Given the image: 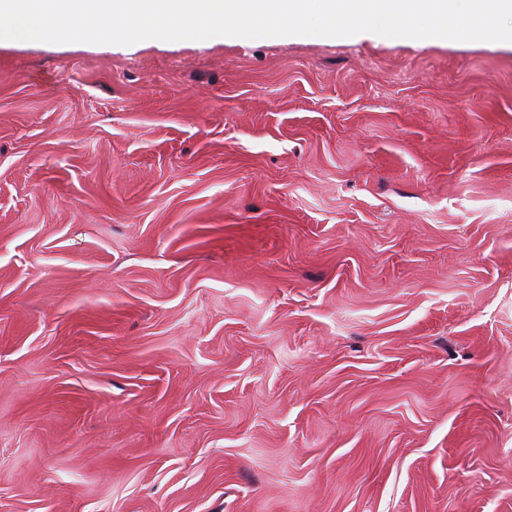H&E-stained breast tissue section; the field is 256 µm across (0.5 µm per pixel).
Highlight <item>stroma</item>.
<instances>
[{
    "mask_svg": "<svg viewBox=\"0 0 512 512\" xmlns=\"http://www.w3.org/2000/svg\"><path fill=\"white\" fill-rule=\"evenodd\" d=\"M0 512H512V44L0 41Z\"/></svg>",
    "mask_w": 512,
    "mask_h": 512,
    "instance_id": "35a3bbf8",
    "label": "stroma"
}]
</instances>
